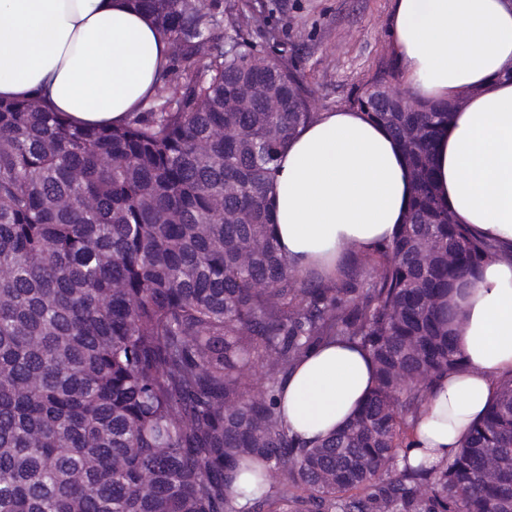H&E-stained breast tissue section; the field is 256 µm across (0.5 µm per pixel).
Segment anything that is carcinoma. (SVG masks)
I'll return each instance as SVG.
<instances>
[{
  "label": "carcinoma",
  "instance_id": "carcinoma-1",
  "mask_svg": "<svg viewBox=\"0 0 512 512\" xmlns=\"http://www.w3.org/2000/svg\"><path fill=\"white\" fill-rule=\"evenodd\" d=\"M134 3L169 62L126 123L0 101V512H512V473L485 467L512 462V374L453 457H408L434 388L466 369L455 296L492 253L435 185L462 98L394 95L389 63L349 94L399 141L413 202L336 277L303 274L272 236L270 183L316 113L292 65L248 59L266 19L240 0L224 37L217 2ZM245 93L250 110L226 108ZM334 342L362 347L376 383L308 443L283 386Z\"/></svg>",
  "mask_w": 512,
  "mask_h": 512
}]
</instances>
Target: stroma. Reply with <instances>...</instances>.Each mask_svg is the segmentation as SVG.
I'll return each instance as SVG.
<instances>
[{
	"mask_svg": "<svg viewBox=\"0 0 512 512\" xmlns=\"http://www.w3.org/2000/svg\"><path fill=\"white\" fill-rule=\"evenodd\" d=\"M266 28L254 33L269 56L288 60L316 109L346 108L380 64L393 61L388 19L395 0H259Z\"/></svg>",
	"mask_w": 512,
	"mask_h": 512,
	"instance_id": "1",
	"label": "stroma"
}]
</instances>
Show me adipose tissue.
<instances>
[{"label":"adipose tissue","mask_w":512,"mask_h":512,"mask_svg":"<svg viewBox=\"0 0 512 512\" xmlns=\"http://www.w3.org/2000/svg\"><path fill=\"white\" fill-rule=\"evenodd\" d=\"M388 29L399 76L421 102L468 97L435 151L442 204L494 254L460 300L454 329L468 368L449 374L414 428L409 459L452 456L512 372V0H396ZM167 42L133 0H0V99H43L69 123L98 127L138 111L167 64ZM412 183L402 148L358 111L297 128L272 179L271 226L299 271L335 276L406 220ZM358 346L302 361L284 386L285 422L312 440L350 421L372 390Z\"/></svg>","instance_id":"adipose-tissue-1"}]
</instances>
